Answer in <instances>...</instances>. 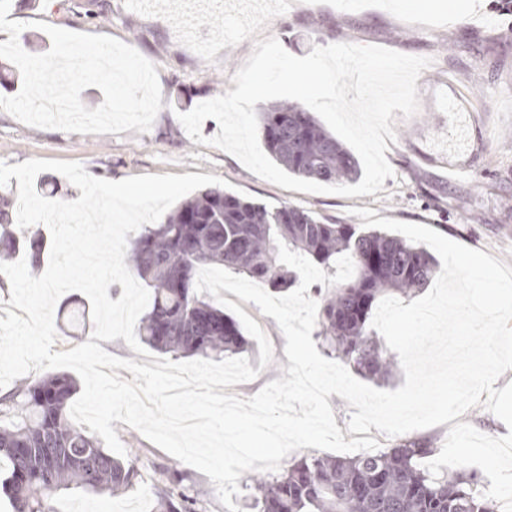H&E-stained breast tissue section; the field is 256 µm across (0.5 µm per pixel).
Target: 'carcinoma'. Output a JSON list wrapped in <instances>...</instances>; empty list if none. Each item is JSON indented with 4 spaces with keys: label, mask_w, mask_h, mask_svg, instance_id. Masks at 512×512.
Segmentation results:
<instances>
[{
    "label": "carcinoma",
    "mask_w": 512,
    "mask_h": 512,
    "mask_svg": "<svg viewBox=\"0 0 512 512\" xmlns=\"http://www.w3.org/2000/svg\"><path fill=\"white\" fill-rule=\"evenodd\" d=\"M269 156L288 174L339 185L359 176L354 155L297 103L275 102L259 113ZM12 200L0 195V260L26 257L42 267L48 241L39 227L10 219ZM305 256L329 276L336 260L351 256L354 275L331 286L318 303V331L327 355L360 376L386 381L397 363L370 328L385 297H408L437 272L424 248L355 224H326L290 205L274 210L232 192L210 189L180 202L128 245L125 263L151 290L140 319V342L162 354L222 359L247 350L239 323L198 294L200 268L219 265L283 293L298 272L278 259L277 242ZM78 384L67 373L23 378L0 393V489L12 512H52L51 496L73 491L116 493L142 480L141 449L112 456L102 442L69 420ZM435 449L403 438L393 447L353 456L302 457L286 474L249 476L252 512H493V500L475 471L444 468L434 477L424 465ZM158 512H207L203 495L186 477L153 466Z\"/></svg>",
    "instance_id": "obj_1"
}]
</instances>
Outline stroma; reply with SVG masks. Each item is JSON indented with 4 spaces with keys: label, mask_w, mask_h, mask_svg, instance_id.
I'll return each instance as SVG.
<instances>
[{
    "label": "stroma",
    "mask_w": 512,
    "mask_h": 512,
    "mask_svg": "<svg viewBox=\"0 0 512 512\" xmlns=\"http://www.w3.org/2000/svg\"><path fill=\"white\" fill-rule=\"evenodd\" d=\"M10 19L23 22V38L34 53L49 50L51 40L37 22L75 32L116 38L156 66L162 108L148 132L80 134L25 125L0 112V161L16 165L29 159L80 162L97 178L118 181L131 176L215 175L231 192L268 207L304 208L329 224H355L358 208L378 217L428 226L464 246L479 249L512 266V18L491 8L490 0H459L454 14L422 0L413 12L398 0H268L257 14L199 15L182 30L170 12H141L129 0H11ZM276 38L290 54L303 57L313 47L350 42L377 45L431 58L417 81L419 109L397 117L395 142L385 153L394 170L383 190L342 197L308 194L274 185L248 171L235 157L194 143L177 115L201 102L235 90L233 76L250 57L256 41ZM457 89L470 106L469 141L449 150L454 113L442 99ZM77 291L62 295L54 311V351H68L88 341L89 331L70 324L73 309L86 305ZM245 311L268 336L273 359L261 366L258 345L245 356L259 375L225 387L247 399L265 384L283 378L290 362L286 340L274 318L251 302ZM148 458L177 466L208 501V512H228L204 473L177 462L157 446ZM124 492L87 497L79 493L55 498L53 512H78L81 504L108 505L112 512H154L150 479Z\"/></svg>",
    "instance_id": "1"
}]
</instances>
